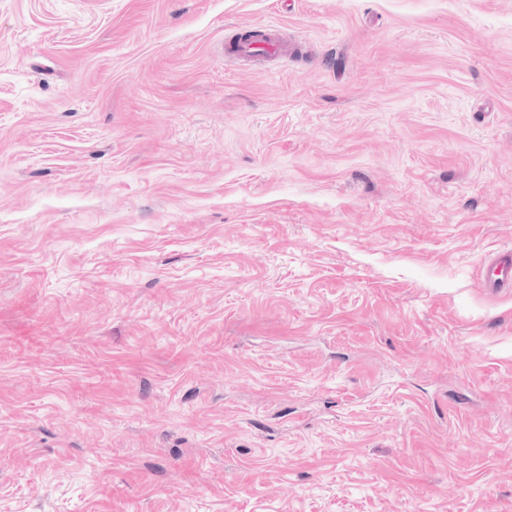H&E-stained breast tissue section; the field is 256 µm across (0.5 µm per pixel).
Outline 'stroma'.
<instances>
[{"label": "stroma", "instance_id": "1", "mask_svg": "<svg viewBox=\"0 0 512 512\" xmlns=\"http://www.w3.org/2000/svg\"><path fill=\"white\" fill-rule=\"evenodd\" d=\"M506 249L512 0H0V512H512ZM279 25L270 22L263 27L264 40L243 44L234 57L249 58L257 55L288 58L295 43L282 38ZM483 284L490 292L512 288V250L500 252L488 262Z\"/></svg>", "mask_w": 512, "mask_h": 512}]
</instances>
